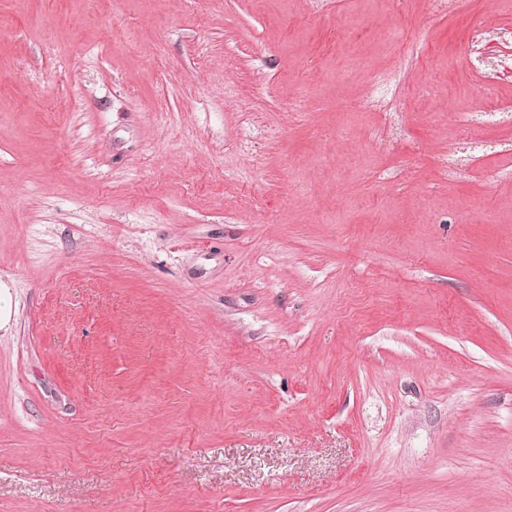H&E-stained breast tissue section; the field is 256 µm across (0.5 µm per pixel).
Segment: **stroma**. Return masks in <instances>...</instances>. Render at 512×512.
<instances>
[{
    "mask_svg": "<svg viewBox=\"0 0 512 512\" xmlns=\"http://www.w3.org/2000/svg\"><path fill=\"white\" fill-rule=\"evenodd\" d=\"M475 19L512 0H0V512H512Z\"/></svg>",
    "mask_w": 512,
    "mask_h": 512,
    "instance_id": "1",
    "label": "stroma"
}]
</instances>
